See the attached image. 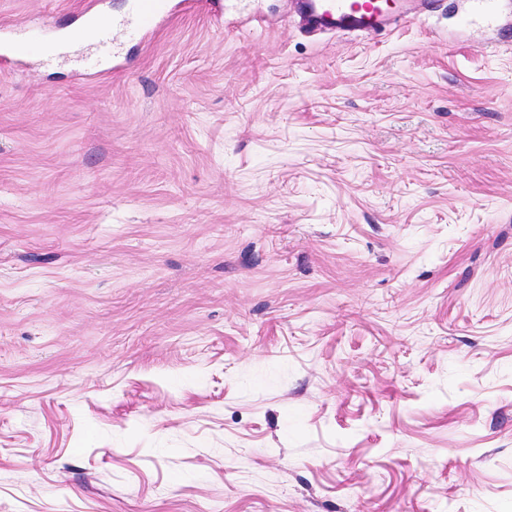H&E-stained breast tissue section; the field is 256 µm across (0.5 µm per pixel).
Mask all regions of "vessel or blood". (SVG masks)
I'll return each instance as SVG.
<instances>
[{"label": "vessel or blood", "instance_id": "obj_1", "mask_svg": "<svg viewBox=\"0 0 512 512\" xmlns=\"http://www.w3.org/2000/svg\"><path fill=\"white\" fill-rule=\"evenodd\" d=\"M310 21L319 27L363 31L380 24L387 16L389 0H303ZM156 11L154 0H139L135 17L128 21L131 34L148 30Z\"/></svg>", "mask_w": 512, "mask_h": 512}]
</instances>
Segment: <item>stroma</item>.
<instances>
[{
  "mask_svg": "<svg viewBox=\"0 0 512 512\" xmlns=\"http://www.w3.org/2000/svg\"><path fill=\"white\" fill-rule=\"evenodd\" d=\"M0 0V512H512V0ZM157 10L154 1H137L135 17L126 22V27L132 35L147 31L154 23L153 14ZM309 20L318 27L363 31L380 24L391 5L388 0H302Z\"/></svg>",
  "mask_w": 512,
  "mask_h": 512,
  "instance_id": "obj_1",
  "label": "stroma"
}]
</instances>
